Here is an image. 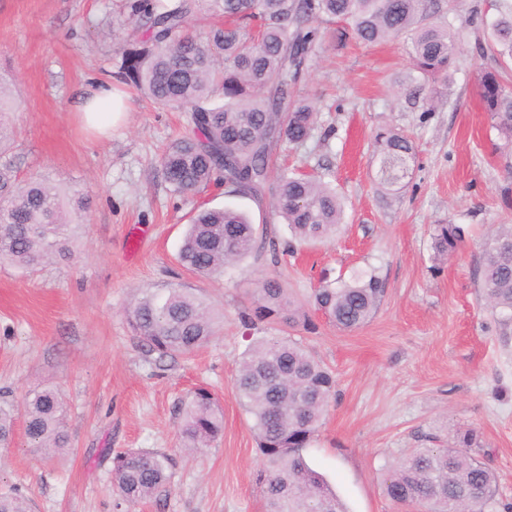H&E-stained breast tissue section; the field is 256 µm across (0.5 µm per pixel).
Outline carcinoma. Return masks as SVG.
Instances as JSON below:
<instances>
[{
	"mask_svg": "<svg viewBox=\"0 0 512 512\" xmlns=\"http://www.w3.org/2000/svg\"><path fill=\"white\" fill-rule=\"evenodd\" d=\"M435 0H124L119 27L132 26L120 47L117 77L133 85L160 108L188 113L185 131L161 156L166 182L175 193L195 192L211 184L228 192L261 197L271 189L274 216L288 224L296 241L332 238L341 224L342 195L319 173L283 172L274 185L270 164L279 150L301 146L311 137L316 112L298 94L319 45L313 23L341 22L352 37L374 44L407 39L413 70L425 80L448 83V67L458 39L445 23L431 20ZM222 20L204 34L191 29L198 16ZM492 48L512 62V9L488 23ZM14 83L0 76V263L33 270L49 262L77 257L80 225L71 216L85 210L86 195L56 187L44 178L19 181L6 155L11 131L6 114L17 106ZM479 97L496 129L512 142V92L497 70L478 80ZM220 96L223 103L214 102ZM372 148L380 159L382 181L394 186L407 174L414 147L391 128L376 131ZM462 242L456 224H437L432 248L439 256L455 253ZM254 254L278 262L275 240L258 238L242 211L206 208L193 218L177 259L201 277ZM482 294L491 309L512 322V224H500L480 251ZM386 293L374 270L324 281L307 304H297L275 281H265L253 313L255 322L281 319L313 328L309 310L342 331L365 325ZM219 314L196 292L180 285L142 288L127 309L135 338L157 359L188 354L208 343L219 328ZM336 379L291 336L262 338L248 350L235 380L240 405L265 463L260 476L266 512H348L336 491L314 470L301 451L327 411ZM41 454L50 459L72 447L67 410L52 387L27 392L18 405L0 407V447L11 444L16 415ZM178 432L190 450L211 447L224 433V414L215 394L194 389L181 403ZM432 446L415 448L384 479L386 497L415 512H490L497 503V475L475 457L473 430L453 437H430ZM113 492L128 504L156 497L171 480L170 458L159 452L127 449L112 454ZM0 512H32L19 492L0 493Z\"/></svg>",
	"mask_w": 512,
	"mask_h": 512,
	"instance_id": "cac0c4a2",
	"label": "carcinoma"
}]
</instances>
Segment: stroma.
<instances>
[{
    "label": "stroma",
    "mask_w": 512,
    "mask_h": 512,
    "mask_svg": "<svg viewBox=\"0 0 512 512\" xmlns=\"http://www.w3.org/2000/svg\"><path fill=\"white\" fill-rule=\"evenodd\" d=\"M119 0H0V71L14 76L20 108L7 157L18 180L43 177L87 191L83 251L73 263L29 273L0 268V390L18 401L53 383L69 403L72 446L41 458L16 429L0 447V491L18 489L33 512H117L110 459L102 449L139 448L173 462L166 492L136 512H265L264 467L234 380L252 340L301 339L336 377L308 465L349 512H398L383 491L390 467L429 434L475 430L476 456L498 477L499 504L512 505V324L503 325L479 288V255L496 225L512 224V144L493 127L478 75L498 61L485 27L512 0H459L441 10L460 38L452 93L436 111L423 100L435 85L408 83L403 40L363 45L322 26L317 62L300 86L318 112L311 139L280 153L288 167L318 171L345 196L334 239L299 247L280 263L247 257L217 278L177 261L187 224L203 208L247 212L280 246L291 232L268 203L224 187L177 194L160 156L186 123L125 87L128 112L111 138L81 126L76 105L92 79H112L120 57L108 32ZM411 137L415 154L395 189L381 182L370 148L375 129ZM463 242L447 262L432 259L437 224ZM373 269L386 281L363 328L343 332L321 314L314 331L285 324L245 329L240 318L266 279L302 302L322 277ZM179 284L224 311V327L186 356L157 361L126 318L135 289ZM211 387L224 412L213 447L185 453L177 410L197 385Z\"/></svg>",
    "instance_id": "stroma-1"
}]
</instances>
